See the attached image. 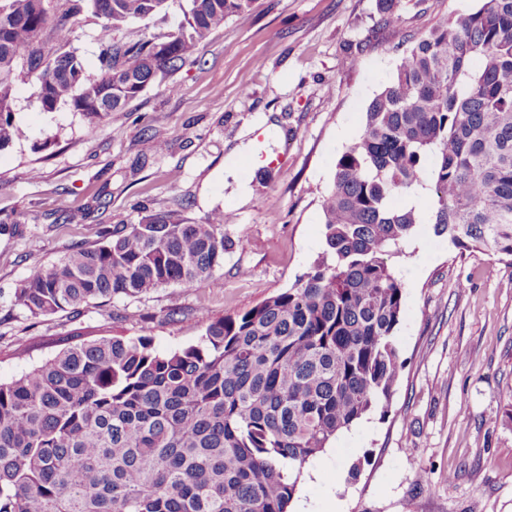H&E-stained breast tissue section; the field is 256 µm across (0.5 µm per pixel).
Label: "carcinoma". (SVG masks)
I'll list each match as a JSON object with an SVG mask.
<instances>
[{
  "instance_id": "carcinoma-1",
  "label": "carcinoma",
  "mask_w": 512,
  "mask_h": 512,
  "mask_svg": "<svg viewBox=\"0 0 512 512\" xmlns=\"http://www.w3.org/2000/svg\"><path fill=\"white\" fill-rule=\"evenodd\" d=\"M167 0H72L102 19L100 74L37 48L46 0H0V151L22 137L16 65L45 111L92 121L124 111L158 75L196 61L207 33L255 0H190L163 43L112 32ZM396 25V0H378ZM432 193L427 215L404 204ZM225 214L204 224L147 213L37 267L14 288L32 316L96 299L217 282ZM324 250L290 288L209 323L195 345L149 336L67 342L0 382V512H289L302 471L374 409L388 412L402 363L393 343L404 286L384 258L419 224L461 250L512 262V0L438 20L370 102L322 202Z\"/></svg>"
}]
</instances>
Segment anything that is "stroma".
I'll return each instance as SVG.
<instances>
[{
    "label": "stroma",
    "mask_w": 512,
    "mask_h": 512,
    "mask_svg": "<svg viewBox=\"0 0 512 512\" xmlns=\"http://www.w3.org/2000/svg\"><path fill=\"white\" fill-rule=\"evenodd\" d=\"M479 0H399L386 25L377 0H257L226 17L196 63L149 84L112 120L70 106L43 111L19 66L12 104L25 134L0 151V380L50 358L75 329L197 343L213 320L289 287L324 249L322 202L363 114L412 46L443 15ZM42 34L43 50L74 51L99 73L101 19L89 9ZM188 0L128 24L114 42L161 41ZM354 57V67L342 60ZM167 143L155 148V135ZM251 143L232 174L230 154ZM232 210L217 284L100 299L80 313L31 316L13 290L38 266L89 247L147 213L195 223ZM387 263L404 285L394 344L403 369L387 413L338 434L303 469L293 512H512V425L498 417L512 387V262L462 251L417 225Z\"/></svg>",
    "instance_id": "1"
}]
</instances>
